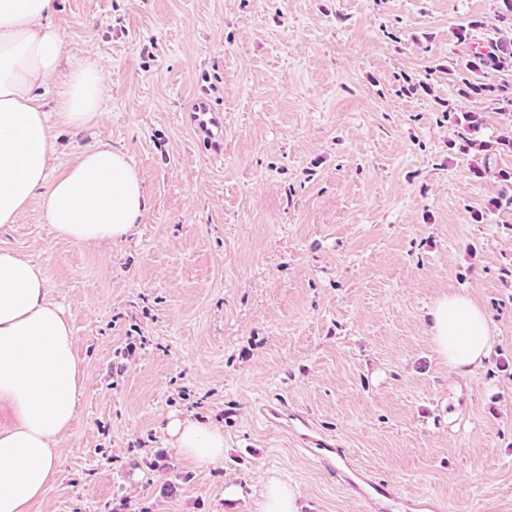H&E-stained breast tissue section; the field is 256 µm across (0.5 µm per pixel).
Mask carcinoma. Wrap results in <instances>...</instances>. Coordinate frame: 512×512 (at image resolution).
I'll use <instances>...</instances> for the list:
<instances>
[{"label": "carcinoma", "instance_id": "obj_1", "mask_svg": "<svg viewBox=\"0 0 512 512\" xmlns=\"http://www.w3.org/2000/svg\"><path fill=\"white\" fill-rule=\"evenodd\" d=\"M490 68L502 75L495 83H486L470 79L472 74H480ZM462 88L460 92L467 97H494L503 109L512 112V44L500 41L484 52L474 54L471 59L457 69ZM448 121L463 127L466 131L476 129L482 122L475 112H458L448 108ZM496 179L501 184L499 196L494 200V208L512 207V171L501 170Z\"/></svg>", "mask_w": 512, "mask_h": 512}]
</instances>
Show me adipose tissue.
<instances>
[{
	"mask_svg": "<svg viewBox=\"0 0 512 512\" xmlns=\"http://www.w3.org/2000/svg\"><path fill=\"white\" fill-rule=\"evenodd\" d=\"M56 0H0V229L18 223L38 202L41 223L79 245L110 244L133 234L147 200L128 156L99 144L84 150L58 176L54 127L94 123L103 95L102 69L76 58L53 23ZM58 79L56 112L47 114L41 90ZM431 345L451 373L466 378L498 343L489 317L469 294L437 299L425 314ZM81 371L62 308L48 296L41 266L0 248V512H29L55 481L57 439L79 411ZM174 448L207 466L224 457L221 428L174 418ZM253 512H301L296 483L269 474Z\"/></svg>",
	"mask_w": 512,
	"mask_h": 512,
	"instance_id": "ef3b65f1",
	"label": "adipose tissue"
}]
</instances>
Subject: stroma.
I'll use <instances>...</instances> for the list:
<instances>
[{
  "mask_svg": "<svg viewBox=\"0 0 512 512\" xmlns=\"http://www.w3.org/2000/svg\"><path fill=\"white\" fill-rule=\"evenodd\" d=\"M494 4L58 0L54 22L106 88L93 125L59 130L53 170L109 145L147 210L115 244L56 236L35 202L0 232L43 268L83 373L30 512H251L273 472L305 512H512V210L491 206L512 152L460 150L446 115L483 113L480 140L512 127L448 73L512 33ZM453 291L499 339L464 380L424 325ZM175 417L222 427L223 460L181 455ZM311 437L348 461L325 469ZM352 470L397 500L368 506Z\"/></svg>",
  "mask_w": 512,
  "mask_h": 512,
  "instance_id": "stroma-1",
  "label": "stroma"
}]
</instances>
